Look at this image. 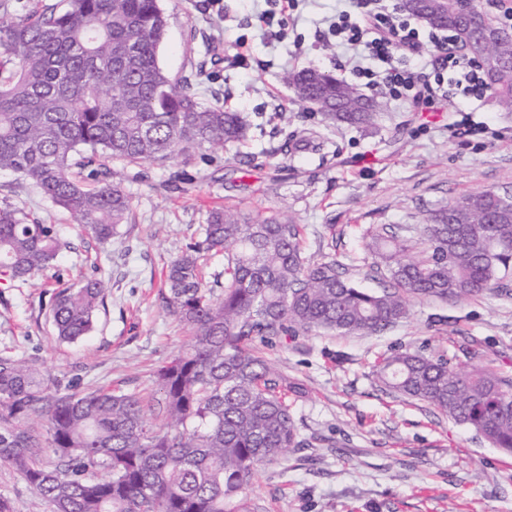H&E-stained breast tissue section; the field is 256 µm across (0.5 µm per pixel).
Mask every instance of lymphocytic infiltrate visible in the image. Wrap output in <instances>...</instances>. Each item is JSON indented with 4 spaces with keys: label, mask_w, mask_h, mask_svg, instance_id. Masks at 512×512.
Returning a JSON list of instances; mask_svg holds the SVG:
<instances>
[{
    "label": "lymphocytic infiltrate",
    "mask_w": 512,
    "mask_h": 512,
    "mask_svg": "<svg viewBox=\"0 0 512 512\" xmlns=\"http://www.w3.org/2000/svg\"><path fill=\"white\" fill-rule=\"evenodd\" d=\"M329 28L340 45L360 52L362 62L353 67V74L366 78L369 86L388 89L393 97L411 95L418 108L436 111L443 100L456 94L479 103L487 97L479 63L455 50V34L421 38L395 0H351L350 10L341 12ZM426 41L435 51L430 78L411 65Z\"/></svg>",
    "instance_id": "1"
}]
</instances>
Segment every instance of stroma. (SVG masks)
<instances>
[{
	"label": "stroma",
	"instance_id": "stroma-1",
	"mask_svg": "<svg viewBox=\"0 0 512 512\" xmlns=\"http://www.w3.org/2000/svg\"><path fill=\"white\" fill-rule=\"evenodd\" d=\"M167 27L158 51L170 78H190L205 107L238 112L244 140L210 161L148 165L124 178L132 215L120 236L60 259L61 274L104 282L105 303L90 335L76 342L54 331L50 298L58 285L38 276L0 289V355L26 356L60 383L111 388L151 400L155 370L187 343L162 299L165 267L209 211L237 208L255 218L278 214L301 224L302 252L319 260L327 242L349 279L380 290L371 276L370 236L390 225L421 227L427 214L459 196L512 191V112L488 98L474 113L465 100L421 112L411 100L381 99L373 126L328 125L287 82L306 68L348 80L350 58L327 22L348 0H299L269 31L255 17L272 0H162ZM350 80V79H349ZM472 114L487 132L449 138L450 122ZM73 238L77 225L30 184L0 174V199ZM393 348L447 355L471 367L497 359L512 374V295L413 300L408 319L379 333L300 335L267 348L307 396L293 405L304 447L260 467L249 489L261 512H512V453L493 448L437 409L383 389L372 366Z\"/></svg>",
	"mask_w": 512,
	"mask_h": 512
}]
</instances>
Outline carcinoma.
Here are the masks:
<instances>
[{"instance_id":"obj_1","label":"carcinoma","mask_w":512,"mask_h":512,"mask_svg":"<svg viewBox=\"0 0 512 512\" xmlns=\"http://www.w3.org/2000/svg\"><path fill=\"white\" fill-rule=\"evenodd\" d=\"M0 9L16 13L0 21V172L35 187L99 244L131 215L107 162L163 165L245 136L238 113L202 107L190 79L160 66V0H34L28 9L0 0ZM504 54L493 94L511 111L512 46ZM289 83L337 125L371 126L382 107L318 69ZM421 237L422 249L393 227L374 235L370 269L386 279L375 292L345 277L331 253L306 260L290 220L210 211L165 274V309L191 340L154 372L161 423L137 394L80 392L32 360L0 356V466L51 512H258L245 490L261 466L303 445L289 400L306 395L259 345L320 330L373 335L407 319L414 298L481 296L512 268V209L490 190L429 213ZM71 249L56 225L0 200V286L56 268ZM220 256L218 293L203 270ZM102 288L83 276L52 296L59 337L91 332ZM372 373L512 453V378L494 362L465 370L398 348Z\"/></svg>"}]
</instances>
